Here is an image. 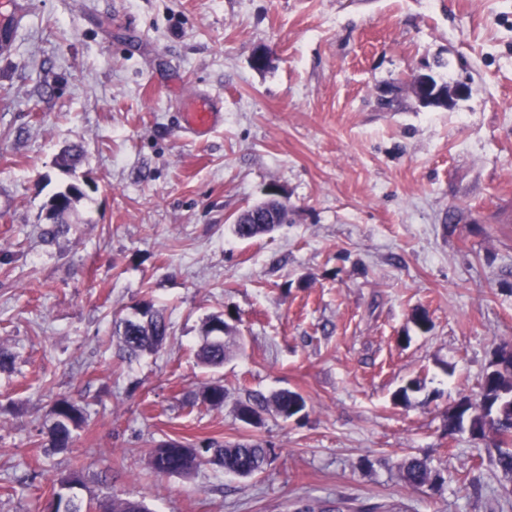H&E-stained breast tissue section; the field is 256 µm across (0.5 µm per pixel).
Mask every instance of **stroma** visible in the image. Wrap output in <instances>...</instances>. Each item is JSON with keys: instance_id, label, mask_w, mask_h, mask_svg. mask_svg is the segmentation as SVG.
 <instances>
[{"instance_id": "35a3bbf8", "label": "stroma", "mask_w": 512, "mask_h": 512, "mask_svg": "<svg viewBox=\"0 0 512 512\" xmlns=\"http://www.w3.org/2000/svg\"><path fill=\"white\" fill-rule=\"evenodd\" d=\"M432 68L469 95L419 104L407 78ZM196 94L224 115L202 138L179 119ZM71 183L79 221L47 240L46 204ZM272 185L287 224L233 236ZM510 199L512 0H28L0 56V512H46L75 469L83 501L150 512H512L492 454L444 426L512 343ZM146 295L169 336L127 362L113 321ZM212 314L244 342L217 369L196 357ZM214 381L223 406L196 403ZM281 390L305 410L240 420ZM60 398L86 417L63 450ZM241 439L269 449L249 478L147 464L166 441ZM412 457L441 483L408 488Z\"/></svg>"}]
</instances>
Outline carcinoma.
<instances>
[{"label": "carcinoma", "mask_w": 512, "mask_h": 512, "mask_svg": "<svg viewBox=\"0 0 512 512\" xmlns=\"http://www.w3.org/2000/svg\"><path fill=\"white\" fill-rule=\"evenodd\" d=\"M277 224H250L248 230L233 224V234L250 240L274 233ZM142 303L150 309L149 316L139 322L125 317L116 322V334L121 336L120 351L126 359H136L145 352L156 350L168 336V323L163 312L148 299ZM232 326L219 316H211L205 325L206 341L197 352L199 363L205 367L224 365L230 352V342L224 339ZM512 345L503 344L496 353L499 360L489 364L480 390L461 397L462 416L470 418V429L475 440H489L497 449L496 465L506 476H512V358L507 352ZM201 401L211 407L224 404V385L210 384L201 395ZM273 411L284 418H291L306 409V400L298 392L284 390L267 399L253 396L239 408L240 419L250 425L262 422V413ZM56 422L51 430L54 448H66L72 441L73 429L84 421L81 410L62 399L54 407ZM208 462L224 469V473L247 478L260 473L268 459V449L258 440L226 441L222 444L209 442L201 448H193L182 442H164L149 452V466L160 476H188L200 465L204 455ZM405 483L414 489L432 484L439 479L426 458L412 457L403 465ZM83 486L80 471H73L60 482V491L54 493V512H83L79 497L70 491ZM106 512H147V508L135 501L110 496Z\"/></svg>", "instance_id": "cac0c4a2"}]
</instances>
